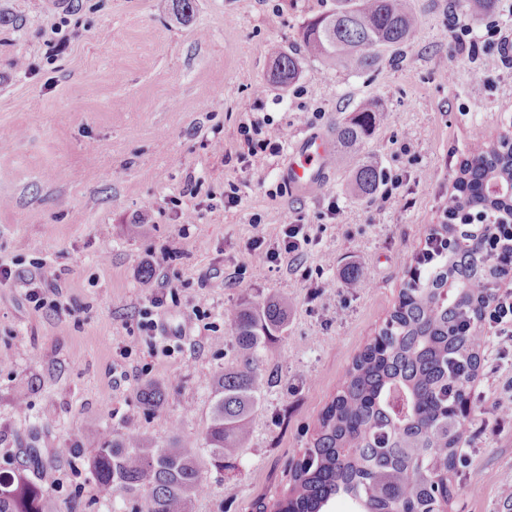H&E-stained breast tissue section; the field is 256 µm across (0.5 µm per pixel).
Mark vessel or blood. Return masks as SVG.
Here are the masks:
<instances>
[{"label":"vessel or blood","instance_id":"1","mask_svg":"<svg viewBox=\"0 0 512 512\" xmlns=\"http://www.w3.org/2000/svg\"><path fill=\"white\" fill-rule=\"evenodd\" d=\"M332 153L330 142L320 135L295 141L291 146L293 160L285 171L290 190L305 193L324 187Z\"/></svg>","mask_w":512,"mask_h":512}]
</instances>
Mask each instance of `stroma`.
<instances>
[{"label":"stroma","instance_id":"stroma-1","mask_svg":"<svg viewBox=\"0 0 512 512\" xmlns=\"http://www.w3.org/2000/svg\"><path fill=\"white\" fill-rule=\"evenodd\" d=\"M335 4L193 0L181 23L172 0H0V265L13 272L0 283V471L57 472V512H129L132 498L102 499L89 473L99 432L131 424L154 442L201 439L208 380L234 356L233 311L274 295L291 312L265 355L252 440L224 472L206 469L194 512L283 498L290 462L443 222L462 163L512 136V67L485 74L457 50L448 0H420L413 43L373 70L305 58L293 83H271V47L298 51L303 27ZM367 101L389 118L364 156L403 178L386 210L351 193L350 169L329 166L323 188L297 194L287 153L238 160L252 120L290 144L332 135ZM230 189L240 201L229 207ZM297 218L310 235L300 255L258 264L253 239L280 246ZM356 264L366 281L346 287ZM39 271L60 290L42 309L27 296ZM146 276L166 296L153 336L138 331ZM481 352L450 512L512 502V340L484 326ZM148 381L169 404H140Z\"/></svg>","mask_w":512,"mask_h":512}]
</instances>
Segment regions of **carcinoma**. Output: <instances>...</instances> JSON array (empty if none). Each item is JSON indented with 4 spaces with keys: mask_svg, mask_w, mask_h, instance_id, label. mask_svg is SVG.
<instances>
[{
    "mask_svg": "<svg viewBox=\"0 0 512 512\" xmlns=\"http://www.w3.org/2000/svg\"><path fill=\"white\" fill-rule=\"evenodd\" d=\"M490 0H453L452 14L476 15ZM417 0H336V9L314 18L302 32L303 53L338 65L373 68L386 48L413 41ZM300 74L299 57L276 51L272 81L287 86ZM388 114L372 104L354 111L335 128L336 166L355 163L352 191L377 193L381 173L361 157L365 139ZM478 182L482 190L448 200L447 213L512 212V138L488 149L479 145L460 168L458 187ZM500 224H451L429 231L428 245L416 263L430 266L404 289L374 341L376 355L365 352L348 371L318 430L291 467L287 497L299 512H322L334 498L346 499L356 512H432L448 495L437 474L455 469L467 446L463 420L448 417V404L477 372L486 297L503 271L475 257L465 242L509 240ZM288 299L244 304L231 316L234 363L212 377L210 423L202 435L209 464L217 471L237 459L250 442L253 418L265 388L260 361L284 332ZM152 410L168 402L160 387L139 392ZM92 479L105 497L119 488L145 494L139 512H193L208 484L193 445L176 435L149 442L135 427L99 434L88 461ZM0 512H53L44 484L22 471L0 473Z\"/></svg>",
    "mask_w": 512,
    "mask_h": 512,
    "instance_id": "carcinoma-1",
    "label": "carcinoma"
}]
</instances>
